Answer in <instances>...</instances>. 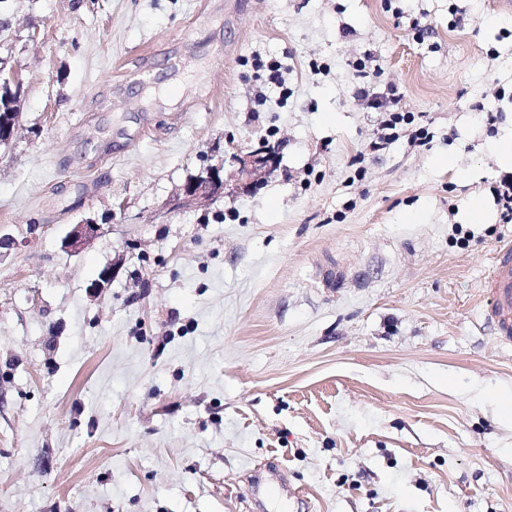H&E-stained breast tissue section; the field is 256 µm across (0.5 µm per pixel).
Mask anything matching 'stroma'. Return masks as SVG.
Returning <instances> with one entry per match:
<instances>
[{
  "label": "stroma",
  "instance_id": "stroma-1",
  "mask_svg": "<svg viewBox=\"0 0 512 512\" xmlns=\"http://www.w3.org/2000/svg\"><path fill=\"white\" fill-rule=\"evenodd\" d=\"M366 53L433 139L353 184L379 123L351 94ZM0 67L23 78L0 145V512H512V345L482 293L512 235L491 149L512 132V9L0 0ZM266 140L272 177L168 212ZM85 222L101 235L65 248ZM265 465L288 493L256 497ZM225 187L223 164L210 166L206 176L189 181L184 186L182 193L171 200L169 211H178L188 203L205 205L214 198L223 196Z\"/></svg>",
  "mask_w": 512,
  "mask_h": 512
}]
</instances>
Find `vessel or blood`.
<instances>
[{
  "label": "vessel or blood",
  "mask_w": 512,
  "mask_h": 512,
  "mask_svg": "<svg viewBox=\"0 0 512 512\" xmlns=\"http://www.w3.org/2000/svg\"><path fill=\"white\" fill-rule=\"evenodd\" d=\"M483 293L487 299L486 317L498 339L512 341V237L496 246Z\"/></svg>",
  "instance_id": "b4317fda"
}]
</instances>
